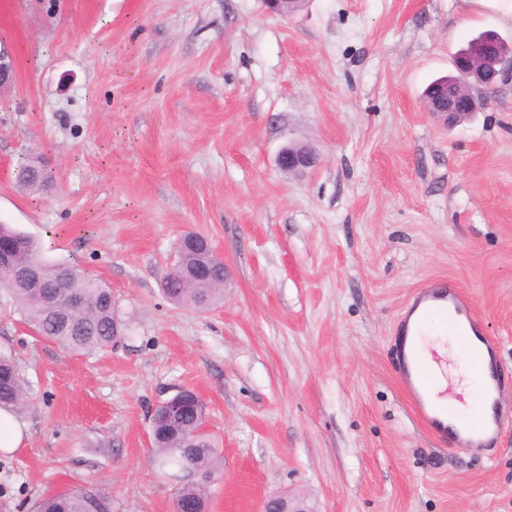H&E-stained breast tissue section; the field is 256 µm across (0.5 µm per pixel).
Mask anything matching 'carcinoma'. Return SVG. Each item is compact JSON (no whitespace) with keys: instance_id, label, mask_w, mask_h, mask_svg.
I'll list each match as a JSON object with an SVG mask.
<instances>
[{"instance_id":"1","label":"carcinoma","mask_w":512,"mask_h":512,"mask_svg":"<svg viewBox=\"0 0 512 512\" xmlns=\"http://www.w3.org/2000/svg\"><path fill=\"white\" fill-rule=\"evenodd\" d=\"M17 183L44 189L52 182L45 167L34 169L26 159L18 165ZM199 248L185 240L176 249L177 261L187 270H196ZM0 253L8 254L17 266L35 264L45 288H31L24 282L0 279L26 323L43 337L75 351L92 353L114 344V329L124 331L115 315L112 291L100 280L67 273L68 265L48 263L41 258L38 243L9 224H0ZM208 274L188 281H177L163 289L164 295L179 305L206 310L224 298V272L219 257L211 258ZM70 293H80L86 304L63 311L59 301ZM25 404V388L11 353L0 350V409L20 410ZM164 403L154 412L153 451L161 467L173 468L171 477L179 483L177 497H187L205 505L207 483L218 468L219 451L208 434H196L202 421L200 406L184 409L175 417L167 415ZM96 502L110 512V502L86 487L46 496L33 505V512H88Z\"/></svg>"}]
</instances>
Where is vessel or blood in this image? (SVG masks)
Returning <instances> with one entry per match:
<instances>
[{
  "instance_id": "b4317fda",
  "label": "vessel or blood",
  "mask_w": 512,
  "mask_h": 512,
  "mask_svg": "<svg viewBox=\"0 0 512 512\" xmlns=\"http://www.w3.org/2000/svg\"><path fill=\"white\" fill-rule=\"evenodd\" d=\"M410 309L418 313L419 319L403 324L397 369L417 416L435 435L447 440L449 450L481 445L483 436L490 430L489 424L479 413L462 414L452 406L433 404L429 397L433 376L425 366L413 361V340L420 335L423 324L431 321L445 326L450 335L462 337L477 331L479 320L475 312L464 307L458 289L451 285L420 292ZM467 355L472 370L484 375L485 370L495 367L496 344L492 339L480 337L477 344L468 348Z\"/></svg>"
}]
</instances>
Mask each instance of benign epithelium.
<instances>
[{"instance_id":"1","label":"benign epithelium","mask_w":512,"mask_h":512,"mask_svg":"<svg viewBox=\"0 0 512 512\" xmlns=\"http://www.w3.org/2000/svg\"><path fill=\"white\" fill-rule=\"evenodd\" d=\"M296 0H264L266 10L275 15L287 16L294 12L292 3ZM503 40L497 34L483 37V45L476 54L460 53L454 59L458 72L456 83L448 87L438 84L430 92L427 101L432 112L444 113L448 121L477 109L476 99L471 91L474 84L493 86L504 73L512 71V54L501 51ZM16 73V60L11 52L0 47V90L11 85ZM318 156L308 145H285L277 154L276 165L285 174L304 173L316 166ZM263 512H305L299 505H290L286 497L274 495L266 499Z\"/></svg>"}]
</instances>
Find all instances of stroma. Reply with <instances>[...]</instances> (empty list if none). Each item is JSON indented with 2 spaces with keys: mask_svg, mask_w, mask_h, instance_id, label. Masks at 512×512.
Masks as SVG:
<instances>
[{
  "mask_svg": "<svg viewBox=\"0 0 512 512\" xmlns=\"http://www.w3.org/2000/svg\"><path fill=\"white\" fill-rule=\"evenodd\" d=\"M0 224L99 278L127 331L82 355L33 334L0 290V348L29 393L0 454V512L86 485L112 512H172L149 410L204 400L223 461L206 512H512V78L447 123L421 94L479 33L467 0H6ZM318 164L276 165L285 144ZM43 157L56 184L16 186ZM187 231L230 278L201 313L161 282ZM453 284L497 341L503 425L449 453L396 368L422 289ZM318 156L308 145H285L277 154L276 165L284 174L304 173L316 166Z\"/></svg>",
  "mask_w": 512,
  "mask_h": 512,
  "instance_id": "1",
  "label": "stroma"
}]
</instances>
